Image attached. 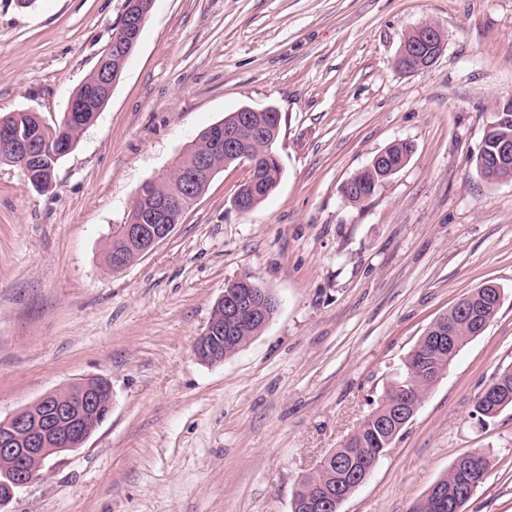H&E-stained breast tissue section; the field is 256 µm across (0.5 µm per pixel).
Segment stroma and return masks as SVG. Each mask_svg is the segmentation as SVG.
<instances>
[{
	"mask_svg": "<svg viewBox=\"0 0 512 512\" xmlns=\"http://www.w3.org/2000/svg\"><path fill=\"white\" fill-rule=\"evenodd\" d=\"M125 0H0V116L62 118L111 43ZM432 22L428 70L396 65ZM512 94V0H154L95 123L52 189L0 164V419L88 379L112 413L0 512H291L298 478L351 434L426 328L485 282L496 318L449 370L342 512H410L461 454H491L466 512H512V408L478 394L512 368V179L475 159ZM276 108L277 189L233 204L218 173L171 235L124 271L104 263L141 185L203 129ZM396 140L409 161L367 202L343 184ZM278 299L224 363L194 356L225 285ZM446 46V35L439 26L427 22L409 31L400 46L396 62L405 72L429 69L442 55Z\"/></svg>",
	"mask_w": 512,
	"mask_h": 512,
	"instance_id": "1",
	"label": "stroma"
}]
</instances>
